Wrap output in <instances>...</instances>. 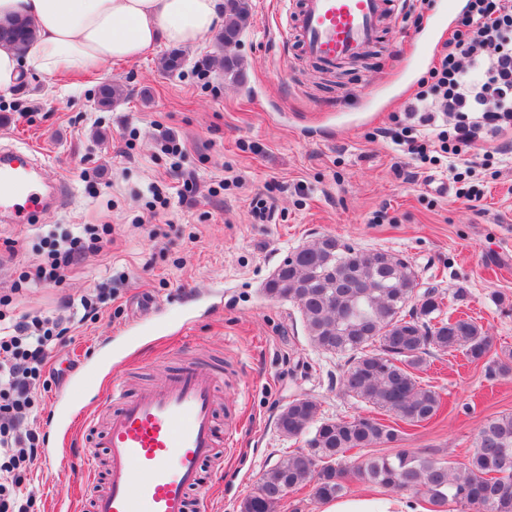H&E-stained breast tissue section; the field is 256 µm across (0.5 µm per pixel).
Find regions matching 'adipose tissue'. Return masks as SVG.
<instances>
[{"instance_id":"1","label":"adipose tissue","mask_w":512,"mask_h":512,"mask_svg":"<svg viewBox=\"0 0 512 512\" xmlns=\"http://www.w3.org/2000/svg\"><path fill=\"white\" fill-rule=\"evenodd\" d=\"M224 0H0V20L23 17L34 28L24 53L0 46V94L29 73H82L138 59L158 41L193 46L214 32ZM326 512H426L413 498L356 495Z\"/></svg>"}]
</instances>
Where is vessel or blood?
Segmentation results:
<instances>
[{
  "label": "vessel or blood",
  "mask_w": 512,
  "mask_h": 512,
  "mask_svg": "<svg viewBox=\"0 0 512 512\" xmlns=\"http://www.w3.org/2000/svg\"><path fill=\"white\" fill-rule=\"evenodd\" d=\"M390 11V0H299L289 34L307 58L330 67L361 58ZM37 161L28 148L0 156V212L21 225L49 204L32 177ZM222 384L221 375L200 372L194 361L131 391L113 384L111 407L86 422L105 451L85 461L86 481L96 489L88 512H207L203 467L222 462L228 440L217 422Z\"/></svg>",
  "instance_id": "1"
}]
</instances>
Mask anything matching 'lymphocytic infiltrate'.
Segmentation results:
<instances>
[{
    "label": "lymphocytic infiltrate",
    "mask_w": 512,
    "mask_h": 512,
    "mask_svg": "<svg viewBox=\"0 0 512 512\" xmlns=\"http://www.w3.org/2000/svg\"><path fill=\"white\" fill-rule=\"evenodd\" d=\"M433 82L407 108L420 126H434L439 115H458L440 130V152L466 155L486 137L512 131V0H467L460 29L448 37L432 68ZM107 240L93 228L63 239H49L47 261L26 276V284L58 282L87 250ZM59 320L34 317L0 323V512H28L21 485L38 455L36 432L19 431L16 416L29 404L19 373L35 377L49 363Z\"/></svg>",
    "instance_id": "obj_1"
}]
</instances>
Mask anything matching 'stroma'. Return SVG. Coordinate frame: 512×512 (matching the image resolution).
<instances>
[{
	"instance_id": "obj_1",
	"label": "stroma",
	"mask_w": 512,
	"mask_h": 512,
	"mask_svg": "<svg viewBox=\"0 0 512 512\" xmlns=\"http://www.w3.org/2000/svg\"><path fill=\"white\" fill-rule=\"evenodd\" d=\"M297 0H250L249 22L232 52L239 75L205 68L214 36L185 48L182 71L162 68L166 44L139 59L65 80L35 75L0 95V150L27 147L38 181L64 182L63 202L19 228L0 215V314L54 316L66 326L49 369L28 379L23 416L42 447L22 491L31 512H79L91 488L83 462L91 434L58 427L60 412L93 414L113 383L165 377L184 360L224 368L220 423L235 441L208 480L210 512H240L262 474L304 438L276 428L289 401L308 395L322 417L368 413L339 387L344 360L313 348L296 306L263 286L297 247L322 236L408 258L420 288H437L444 308L472 317L493 352L512 350V164L480 143L472 179L480 201L454 199L462 170L430 163L384 132L404 126L405 109L428 80L432 43L455 29L446 0H409L362 62L316 73L295 44H283ZM122 83L127 97L101 109L96 89ZM184 145L168 153L165 135ZM197 189L178 191L186 179ZM269 192L274 212L253 213ZM107 226L109 249L86 252L64 279L13 290L43 255L48 236ZM96 299L84 315L81 297ZM442 406L430 421L403 426L398 444L448 462L473 452L481 425L512 412V376L483 363L431 352L420 372ZM67 437L66 455L47 447Z\"/></svg>"
}]
</instances>
